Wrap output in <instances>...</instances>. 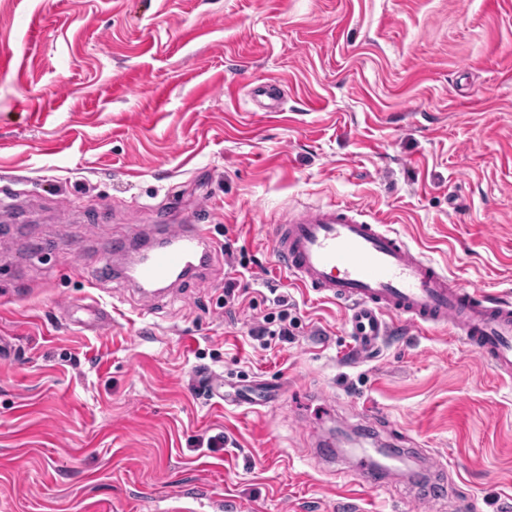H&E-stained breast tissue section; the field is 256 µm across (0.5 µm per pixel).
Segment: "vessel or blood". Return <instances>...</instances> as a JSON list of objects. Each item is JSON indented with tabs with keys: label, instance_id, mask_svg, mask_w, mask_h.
<instances>
[{
	"label": "vessel or blood",
	"instance_id": "vessel-or-blood-1",
	"mask_svg": "<svg viewBox=\"0 0 512 512\" xmlns=\"http://www.w3.org/2000/svg\"><path fill=\"white\" fill-rule=\"evenodd\" d=\"M251 96L264 111L280 109L278 83L255 86ZM268 234L291 283L344 309L353 360H369L394 326H443L495 374L512 376V304L459 285L382 219L342 203L303 205L269 225ZM162 240L136 266L141 288L205 262L212 247L210 227L196 215L163 225Z\"/></svg>",
	"mask_w": 512,
	"mask_h": 512
}]
</instances>
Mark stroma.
Listing matches in <instances>:
<instances>
[{
  "mask_svg": "<svg viewBox=\"0 0 512 512\" xmlns=\"http://www.w3.org/2000/svg\"><path fill=\"white\" fill-rule=\"evenodd\" d=\"M268 79L281 111L250 98ZM2 174L29 219L0 237V512H156L196 485L241 512H512V378L441 329L347 366L343 311L266 233L346 202L512 299V0H0ZM172 197L208 206L206 268L154 299L89 286ZM277 293L292 334L267 349L249 331ZM90 297L111 323L66 318ZM378 446L442 495L346 499Z\"/></svg>",
  "mask_w": 512,
  "mask_h": 512,
  "instance_id": "35a3bbf8",
  "label": "stroma"
}]
</instances>
